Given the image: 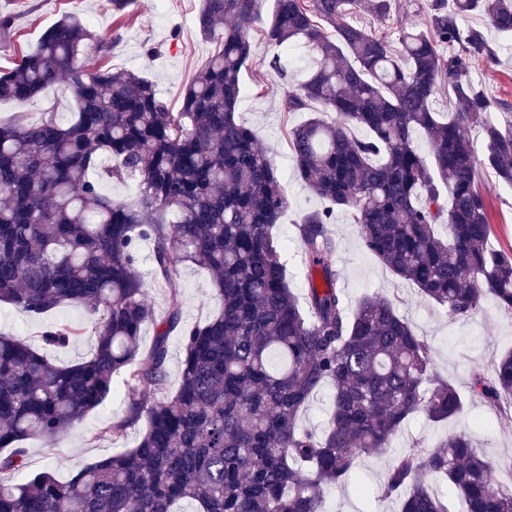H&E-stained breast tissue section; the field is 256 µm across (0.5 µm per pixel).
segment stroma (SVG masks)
I'll return each mask as SVG.
<instances>
[{
    "label": "stroma",
    "mask_w": 512,
    "mask_h": 512,
    "mask_svg": "<svg viewBox=\"0 0 512 512\" xmlns=\"http://www.w3.org/2000/svg\"><path fill=\"white\" fill-rule=\"evenodd\" d=\"M199 7L200 0H134L129 15L118 28L113 24L107 0H0V15L14 18L10 41L0 43V69L11 68L19 53L36 47L48 27L65 14L75 13L103 39L119 35V42L103 60L106 67L115 72L143 68L176 108L181 104L183 88L215 50L214 42L205 40L199 33L196 24ZM490 39L498 50L497 60L475 65L471 78L489 97L512 104V38L494 32ZM253 44L255 57L242 72L245 93L239 116L255 130L260 146L281 173L282 188L290 206L280 220L278 233L288 241L286 275L298 292L302 289L305 267L303 246L295 225L306 212L321 205L296 176L288 148L289 128L305 120L306 115L286 113L282 106L285 80L268 66L277 53L276 48L259 36L254 38ZM151 47L156 53L150 57L146 51ZM73 108L72 93L61 83L22 103L0 101V118L6 120L20 112L33 123L52 116L64 124L69 121ZM478 186L488 202L493 224L492 245L512 251V187L503 184L489 170L480 173ZM330 229L338 242L332 261L340 271V286L346 296L354 302L372 293L393 299L399 312L430 343L434 372L455 382L468 400L465 412L457 418L437 424L415 418L397 436L388 454L362 456L352 479L326 490L325 512H399L398 501L380 500L379 494L391 457L407 452L414 435L426 436L433 445L448 433H466L494 461L497 471H505L512 465V416L488 413L481 401L469 397L468 392L472 368L490 366L493 360L512 350V317L500 312L494 302L488 300L474 318L448 319L425 300L417 288L390 273L365 251L356 225L340 216ZM173 291L179 294L184 324L205 321L220 310L221 304L206 271L186 265L180 267L172 284L158 281L148 289L146 299L155 318L165 316L169 294ZM50 318H64L87 326L85 335L77 343L51 351L56 364L71 365L91 356L96 336L89 329L93 317L87 309L65 305L52 312ZM124 411L123 384L118 381L113 393L59 444L27 442L28 475L49 468L57 479L65 481L89 463L135 447L145 430L144 422L130 426L118 439L108 430L112 420L121 417Z\"/></svg>",
    "instance_id": "35a3bbf8"
}]
</instances>
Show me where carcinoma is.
<instances>
[{
	"label": "carcinoma",
	"instance_id": "1",
	"mask_svg": "<svg viewBox=\"0 0 512 512\" xmlns=\"http://www.w3.org/2000/svg\"><path fill=\"white\" fill-rule=\"evenodd\" d=\"M267 43L293 52L269 67L286 80L282 106L309 117L288 130L296 174L323 206L296 225L304 303L286 280L276 226L289 202L277 168L237 110L253 60L258 0H202L201 35L217 44L173 111L144 73L88 67L109 49L76 14L46 30L0 73V100L24 102L69 81L71 120L0 122V303L36 315L69 304L98 315L92 356L57 366L28 341L0 336V474H24V444H56L122 377L128 415L112 438L146 419L128 451L60 482L45 470L0 479V512H323L358 458L385 453L409 420L445 422L465 410L450 380L431 370V347L393 301L372 294L351 306L332 262L336 214L362 245L451 319L492 299L512 316V255L489 245L493 227L477 186L481 169L512 186V106L470 77L492 63L486 36L512 34V0H428L423 19L392 32L357 21L390 19L392 0H272ZM477 15L483 25L462 27ZM448 83L454 112L433 103ZM502 112L500 120L492 118ZM481 124L484 151L465 135ZM428 139V152L417 144ZM132 180L135 200L112 199L102 180ZM154 240V279L182 264L206 270L221 303L181 327L170 289L158 321L145 304L138 241ZM152 322L150 355L141 330ZM184 343L178 388L168 392L167 339ZM83 324L41 332L46 349L76 343ZM332 410L319 431L299 416L325 386ZM469 390L491 412H512V351L470 372ZM461 433L437 446L414 437L395 458L381 498L400 512H512V488ZM448 483L450 494L433 489Z\"/></svg>",
	"mask_w": 512,
	"mask_h": 512
}]
</instances>
